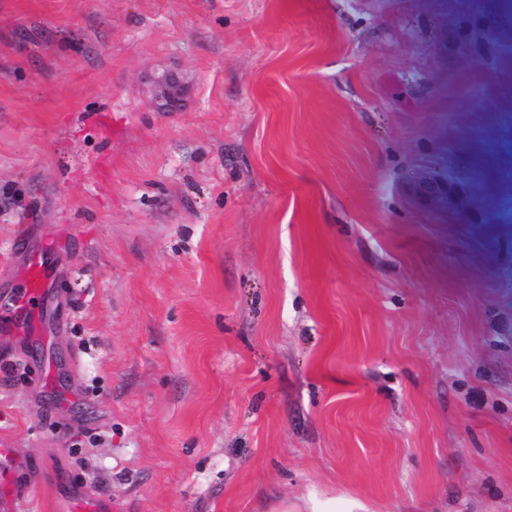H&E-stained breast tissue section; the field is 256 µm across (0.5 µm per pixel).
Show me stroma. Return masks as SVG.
Returning a JSON list of instances; mask_svg holds the SVG:
<instances>
[{
    "label": "stroma",
    "instance_id": "obj_1",
    "mask_svg": "<svg viewBox=\"0 0 512 512\" xmlns=\"http://www.w3.org/2000/svg\"><path fill=\"white\" fill-rule=\"evenodd\" d=\"M47 230L24 512H512V0H0L1 298ZM152 105L158 112H179L183 108L189 84L185 76L166 70L151 79ZM58 512H103V503L87 495H76L65 499ZM364 507L356 501H343L336 496H324L310 500L308 512H361Z\"/></svg>",
    "mask_w": 512,
    "mask_h": 512
}]
</instances>
